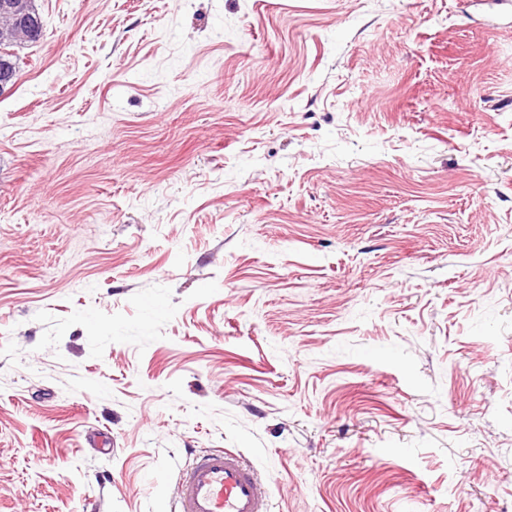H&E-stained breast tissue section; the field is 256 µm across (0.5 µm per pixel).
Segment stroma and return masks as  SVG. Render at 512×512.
<instances>
[{"label":"stroma","instance_id":"1","mask_svg":"<svg viewBox=\"0 0 512 512\" xmlns=\"http://www.w3.org/2000/svg\"><path fill=\"white\" fill-rule=\"evenodd\" d=\"M0 93V512H512L492 0H35ZM268 491L241 454L205 450L178 479L175 507L177 512H268Z\"/></svg>","mask_w":512,"mask_h":512}]
</instances>
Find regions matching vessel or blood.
<instances>
[{
    "label": "vessel or blood",
    "instance_id": "vessel-or-blood-1",
    "mask_svg": "<svg viewBox=\"0 0 512 512\" xmlns=\"http://www.w3.org/2000/svg\"><path fill=\"white\" fill-rule=\"evenodd\" d=\"M269 486L241 454L205 450L177 483V512H268Z\"/></svg>",
    "mask_w": 512,
    "mask_h": 512
}]
</instances>
